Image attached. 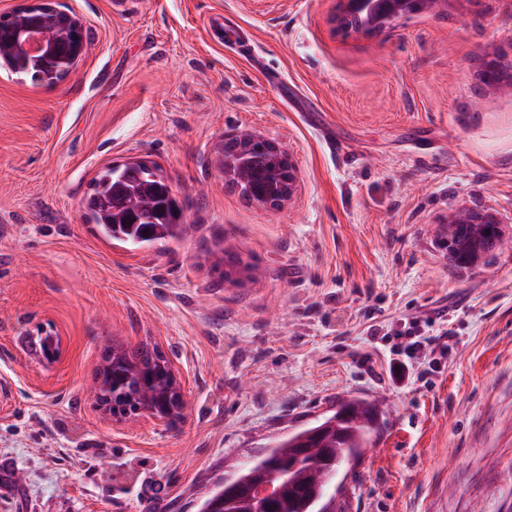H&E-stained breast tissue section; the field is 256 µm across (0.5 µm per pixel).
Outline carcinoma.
<instances>
[{
    "label": "carcinoma",
    "instance_id": "obj_1",
    "mask_svg": "<svg viewBox=\"0 0 512 512\" xmlns=\"http://www.w3.org/2000/svg\"><path fill=\"white\" fill-rule=\"evenodd\" d=\"M376 13L370 5L344 11L342 26L372 32ZM17 24L51 27L45 13L19 11ZM15 29L0 27V55L11 57L12 72L24 74L34 82L48 84L61 80L68 72L74 51L71 38H57L50 57H23L14 51ZM239 171L241 182L229 187L242 194L274 195L280 190L281 160L271 153L252 150L231 154L223 149L220 166ZM98 236L109 244L129 250L149 249L158 242H180L194 225L182 219L183 205L158 168L145 162L105 168L94 180L85 202ZM156 350L138 347L121 349L109 369L110 391L119 399L132 392L153 390L160 384ZM318 435L311 437L307 427L288 435L243 465L235 475L219 482L202 500L199 512H250L252 503L245 488L264 475L274 476L279 496L273 512H321L327 493L336 487V473L356 461L361 449L380 429V408L362 397L344 399L332 414L317 423Z\"/></svg>",
    "mask_w": 512,
    "mask_h": 512
}]
</instances>
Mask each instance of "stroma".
Listing matches in <instances>:
<instances>
[{"instance_id": "stroma-1", "label": "stroma", "mask_w": 512, "mask_h": 512, "mask_svg": "<svg viewBox=\"0 0 512 512\" xmlns=\"http://www.w3.org/2000/svg\"><path fill=\"white\" fill-rule=\"evenodd\" d=\"M77 70L0 67V512H198L214 484L339 399L383 424L336 512H512V250L448 259V215L512 235V0H446L376 36L342 0H63ZM294 156L272 211L224 186V138ZM158 164L193 235L129 251L81 208L98 171ZM446 310L440 371L399 388L370 326ZM58 355L47 360L41 343ZM159 346L187 407L122 423L93 380ZM372 1H367V3L359 8L351 7L344 11L341 25V17L340 15L337 18V24L340 28H351L355 30H363L365 32H373L377 27L381 24H386L392 20L386 19L381 22L379 25H373V21H375L376 13L374 9L370 7V3ZM378 19V18H376Z\"/></svg>"}]
</instances>
